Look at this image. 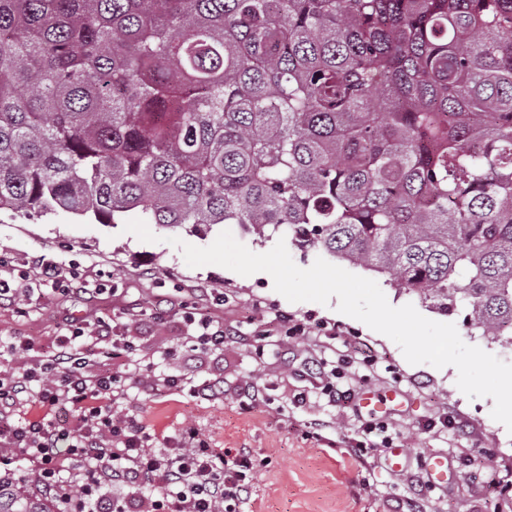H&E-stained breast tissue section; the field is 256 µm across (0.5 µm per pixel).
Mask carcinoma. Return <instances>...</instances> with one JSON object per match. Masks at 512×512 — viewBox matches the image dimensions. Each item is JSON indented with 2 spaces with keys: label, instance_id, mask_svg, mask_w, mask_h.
<instances>
[{
  "label": "carcinoma",
  "instance_id": "carcinoma-1",
  "mask_svg": "<svg viewBox=\"0 0 512 512\" xmlns=\"http://www.w3.org/2000/svg\"><path fill=\"white\" fill-rule=\"evenodd\" d=\"M0 209L238 224L512 347V0H0ZM287 249L293 261L302 268L310 267L318 257H322L329 263L339 266L353 274L372 279L376 281L385 293L389 303L393 306H402L411 303L417 311L424 317L443 323H454L462 340L469 345H476L484 351L493 354L505 362L512 363V349L504 348L496 342H493L484 336H480L478 332L468 329L466 324L467 315L470 309L466 306H459L452 314L445 315L435 309L429 307V304L422 303L417 297L409 295L398 288L392 287L388 280V276L376 273L371 270L350 265L345 262L335 260L327 253L320 249L301 250L293 246L285 239Z\"/></svg>",
  "mask_w": 512,
  "mask_h": 512
}]
</instances>
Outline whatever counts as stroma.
Returning <instances> with one entry per match:
<instances>
[{
	"mask_svg": "<svg viewBox=\"0 0 512 512\" xmlns=\"http://www.w3.org/2000/svg\"><path fill=\"white\" fill-rule=\"evenodd\" d=\"M221 231L217 225L202 236L184 227L156 226V242L146 243L119 224L78 221L65 213L40 217L1 210V261L22 271L33 257H44L76 272L84 292L62 296L52 292L50 283L30 280L33 293L26 315L0 308V337L27 338L38 354L74 319L86 321V331L93 336L105 321L135 337L138 361L104 357L101 367L125 377L128 409L157 432L170 434L190 426L212 447L251 451L257 465L248 476L250 490L240 512H383L386 504L413 497L417 478L427 474V461L439 455L450 463L448 481L426 486L425 512H492L498 503L512 512V434L492 418V398L468 399L456 385L455 367L409 364L391 339L334 306L289 302L274 290L268 274L244 277L216 265L192 268L180 249L167 242L175 236L206 247ZM352 272L376 281L391 305L414 304L428 319L455 324L465 343L512 363L511 348L468 329V307L446 315L392 287L386 275L357 266ZM102 284L115 286L114 295L93 298L92 289ZM182 296L228 329L223 355L187 359L194 325L175 309L160 320L149 316V309L160 301L174 302ZM291 318L325 320L339 326L344 339L368 342L379 357L377 368L353 367L345 381L360 392L394 395L387 411L371 414L361 407L330 403L312 376L282 365L277 352L290 345L302 359H335L313 342H290L286 329ZM149 363L198 383L211 374H223L226 396L204 400L186 391L141 393L139 383ZM248 383L264 391L259 407L248 409L242 403ZM299 393L306 395V403H295ZM441 412L459 417L461 427L423 431V424ZM315 420L324 423L317 439L305 434ZM369 420L384 423L386 430L372 434L376 455L361 464L346 454L345 446ZM386 438L406 450L400 471L387 465L389 450L382 445ZM484 448L493 449V466L461 465V457ZM491 470L500 480L494 489L485 484Z\"/></svg>",
	"mask_w": 512,
	"mask_h": 512,
	"instance_id": "35a3bbf8",
	"label": "stroma"
}]
</instances>
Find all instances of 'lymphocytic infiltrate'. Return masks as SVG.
<instances>
[{"mask_svg": "<svg viewBox=\"0 0 512 512\" xmlns=\"http://www.w3.org/2000/svg\"><path fill=\"white\" fill-rule=\"evenodd\" d=\"M10 349L30 359L0 370V450L32 462V478L59 503L78 495L86 512H131L124 498L94 496L108 482L150 492V512H236L254 468L248 450L210 447L191 428L159 438L122 411L125 390L114 374L100 370L96 356L129 357L134 337L115 333L100 341L74 321L46 353L30 355L18 338ZM355 359L365 367L378 363L370 348L346 343L337 366L318 376L330 401L353 404L355 387H338L333 378ZM24 404L32 413L16 420L14 410Z\"/></svg>", "mask_w": 512, "mask_h": 512, "instance_id": "f902f5d3", "label": "lymphocytic infiltrate"}]
</instances>
